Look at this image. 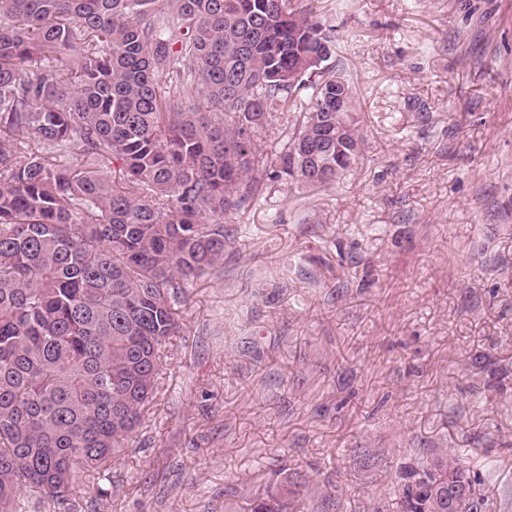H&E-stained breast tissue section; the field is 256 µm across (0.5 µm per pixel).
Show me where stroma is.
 <instances>
[{"label": "stroma", "mask_w": 512, "mask_h": 512, "mask_svg": "<svg viewBox=\"0 0 512 512\" xmlns=\"http://www.w3.org/2000/svg\"><path fill=\"white\" fill-rule=\"evenodd\" d=\"M303 4L357 90V169L264 182L108 493L23 512H246L282 471L374 512L404 455L442 453L512 512V0Z\"/></svg>", "instance_id": "obj_1"}]
</instances>
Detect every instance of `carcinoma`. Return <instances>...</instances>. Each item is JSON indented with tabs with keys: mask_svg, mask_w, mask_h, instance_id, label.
Here are the masks:
<instances>
[{
	"mask_svg": "<svg viewBox=\"0 0 512 512\" xmlns=\"http://www.w3.org/2000/svg\"><path fill=\"white\" fill-rule=\"evenodd\" d=\"M326 44L298 0H0V512L27 491L63 502L78 478L105 493L185 282L224 264L226 218L267 178L327 187L358 166L353 82L329 56L304 66ZM163 78L209 110L171 108ZM434 472L463 492H415ZM398 478L397 512H490L446 453ZM305 503L287 477L247 512Z\"/></svg>",
	"mask_w": 512,
	"mask_h": 512,
	"instance_id": "1",
	"label": "carcinoma"
}]
</instances>
